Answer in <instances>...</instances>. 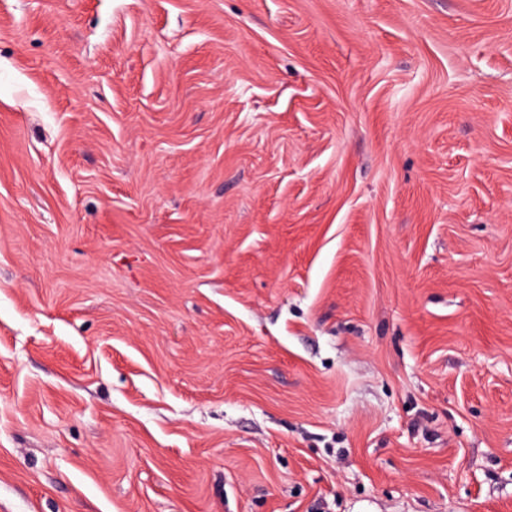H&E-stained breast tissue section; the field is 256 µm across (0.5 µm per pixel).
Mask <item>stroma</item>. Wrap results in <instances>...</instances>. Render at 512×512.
<instances>
[{"mask_svg": "<svg viewBox=\"0 0 512 512\" xmlns=\"http://www.w3.org/2000/svg\"><path fill=\"white\" fill-rule=\"evenodd\" d=\"M0 512H512V0H0Z\"/></svg>", "mask_w": 512, "mask_h": 512, "instance_id": "stroma-1", "label": "stroma"}]
</instances>
